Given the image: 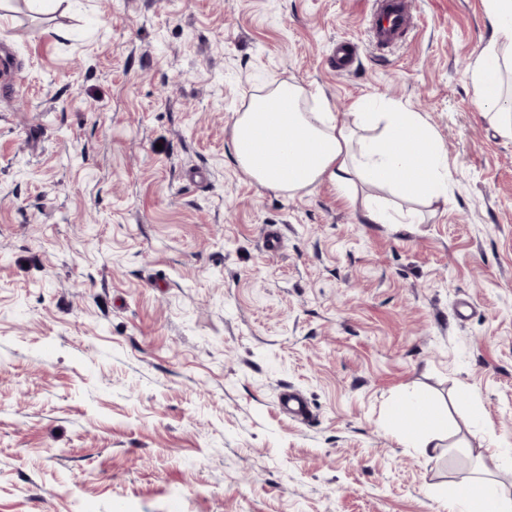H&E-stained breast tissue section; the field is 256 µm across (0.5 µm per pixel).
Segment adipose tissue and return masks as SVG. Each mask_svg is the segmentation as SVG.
<instances>
[{
  "mask_svg": "<svg viewBox=\"0 0 512 512\" xmlns=\"http://www.w3.org/2000/svg\"><path fill=\"white\" fill-rule=\"evenodd\" d=\"M494 36L471 72L479 103L492 115L497 131L512 138V92L504 89V74L512 72V0H484ZM301 86L272 83L266 93L253 96L237 113L231 130L234 158L243 172L262 188L293 194L329 179L339 189L366 184L387 188L393 195L440 198L448 193V153L434 130L416 112L398 108L381 111L373 97L358 101L357 127L338 124L326 100L318 109L302 106ZM376 137H368V130ZM395 418L421 417L420 428L406 431L405 440L425 455L441 446L445 420L431 408L429 398L411 395L399 401ZM512 465V454L488 450L468 491L437 489L450 512H512V497L500 488L498 472Z\"/></svg>",
  "mask_w": 512,
  "mask_h": 512,
  "instance_id": "ef3b65f1",
  "label": "adipose tissue"
}]
</instances>
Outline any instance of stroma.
<instances>
[{"label": "stroma", "mask_w": 512, "mask_h": 512, "mask_svg": "<svg viewBox=\"0 0 512 512\" xmlns=\"http://www.w3.org/2000/svg\"><path fill=\"white\" fill-rule=\"evenodd\" d=\"M412 8L381 51L371 0H0V512H448L436 488L512 449V139L470 80L492 29L483 0ZM274 79L342 125L364 96L420 113L447 200L253 183L231 127ZM414 393L456 426L439 457L389 417Z\"/></svg>", "instance_id": "stroma-1"}]
</instances>
